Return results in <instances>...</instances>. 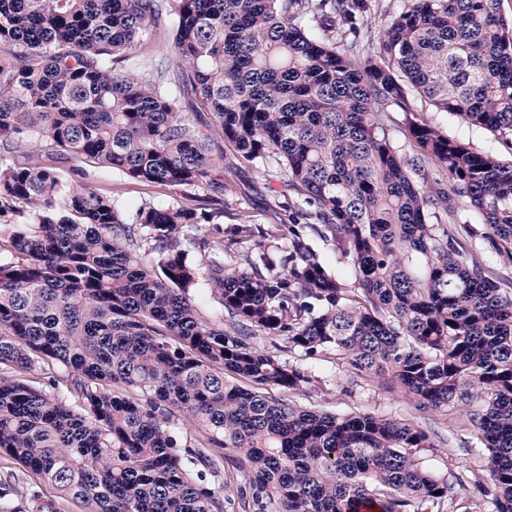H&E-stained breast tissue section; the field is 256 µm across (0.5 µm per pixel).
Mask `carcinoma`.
<instances>
[{
    "instance_id": "obj_1",
    "label": "carcinoma",
    "mask_w": 512,
    "mask_h": 512,
    "mask_svg": "<svg viewBox=\"0 0 512 512\" xmlns=\"http://www.w3.org/2000/svg\"><path fill=\"white\" fill-rule=\"evenodd\" d=\"M352 0H0V452L88 512H224L198 464L222 450L254 512H512V296L444 217L465 202L512 261V36L497 0H409L363 62L331 34ZM169 35L173 55L145 51ZM404 116L413 155L382 113ZM38 147L23 162L22 143ZM283 171L302 223L226 241L224 150ZM89 161L196 207L130 211L50 160ZM448 178L428 184V167ZM332 243L336 265L311 239ZM189 243L200 259L188 260ZM262 334L296 364L258 349ZM455 413L490 483L427 468L420 425L303 407L325 355ZM61 368L52 390L14 373ZM250 383L244 387L236 379ZM214 452L178 453L169 409ZM425 121L443 126L448 136L460 140L470 146L497 154L500 159L510 161L511 150L497 142L494 136L487 130L468 125L457 118H449L444 112H434L427 107V112H422Z\"/></svg>"
}]
</instances>
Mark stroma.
I'll return each instance as SVG.
<instances>
[{
  "instance_id": "35a3bbf8",
  "label": "stroma",
  "mask_w": 512,
  "mask_h": 512,
  "mask_svg": "<svg viewBox=\"0 0 512 512\" xmlns=\"http://www.w3.org/2000/svg\"><path fill=\"white\" fill-rule=\"evenodd\" d=\"M408 5V0H363L356 14L355 27L336 29V42L340 45L356 44L358 58L375 51L381 36L391 21ZM425 121L444 127L449 137L470 146L497 154L500 159H512V150L497 142L487 130L468 125L446 113L424 112ZM281 174L276 167H226L224 181L223 230L239 223L241 215H251L253 223L271 228L291 224L294 208L288 198L280 196ZM318 381L308 392L293 396L303 406H317L335 412L373 413L412 422L428 430L437 446L430 464L439 473L450 476L476 465L475 457L465 454L462 437L449 425L446 410L417 408L414 399L394 385H381L376 380L354 373L346 360L327 356L317 370ZM208 481L223 487L226 500L224 512H251L249 480L235 462L226 456L207 472ZM0 489L8 490L11 500L26 504L32 497L51 498L55 490L51 484L27 471L11 456L0 452Z\"/></svg>"
}]
</instances>
